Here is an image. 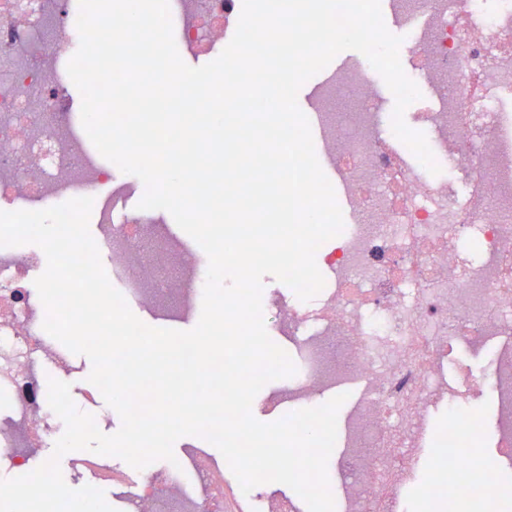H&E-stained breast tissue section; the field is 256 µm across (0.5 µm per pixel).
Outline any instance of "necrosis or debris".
<instances>
[{
    "mask_svg": "<svg viewBox=\"0 0 512 512\" xmlns=\"http://www.w3.org/2000/svg\"><path fill=\"white\" fill-rule=\"evenodd\" d=\"M395 14L424 27L411 37L412 69L433 87L438 109L418 114L439 177L406 163L380 121L376 71L350 63L315 100L323 151L336 167L347 223L317 250L325 284L313 305L271 299L276 327L303 334L304 369L293 398L313 406L335 382L355 377L367 397L339 429L336 459L344 512H391L406 486L430 412H458L446 447L454 496L471 490L500 501L501 461L512 458V0H391ZM242 0H174L175 40L197 55L233 34ZM74 0H0V209H45L94 196L111 181L73 106L66 66L79 47ZM96 243L127 295L175 312L199 307L205 252L159 233L138 210L101 207ZM42 250L0 247V468H28L25 449L54 446L64 428L41 384L45 367L70 366L43 329L32 287ZM490 344L489 369L448 378L455 341ZM497 405L498 456L478 457L482 416L473 400ZM125 512H295L293 500L243 493L229 466L203 450L185 466L145 469Z\"/></svg>",
    "mask_w": 512,
    "mask_h": 512,
    "instance_id": "4bbe7bcc",
    "label": "necrosis or debris"
}]
</instances>
